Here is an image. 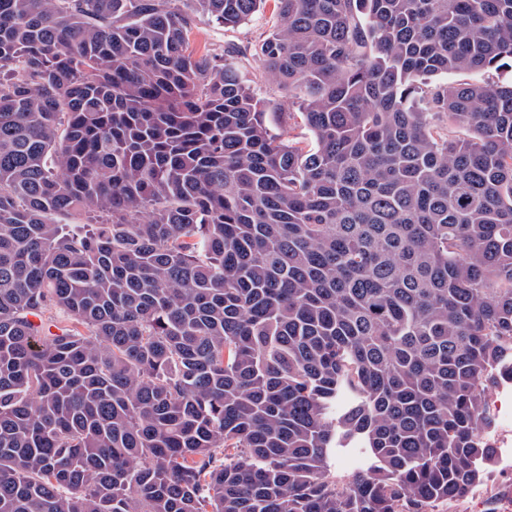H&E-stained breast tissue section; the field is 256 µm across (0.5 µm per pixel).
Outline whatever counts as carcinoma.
<instances>
[{"mask_svg": "<svg viewBox=\"0 0 512 512\" xmlns=\"http://www.w3.org/2000/svg\"><path fill=\"white\" fill-rule=\"evenodd\" d=\"M175 2L0 0V512L462 498L512 381V0H274L309 143L192 44L267 0ZM331 464L336 478H345L366 465V454L361 448H336Z\"/></svg>", "mask_w": 512, "mask_h": 512, "instance_id": "cac0c4a2", "label": "carcinoma"}]
</instances>
